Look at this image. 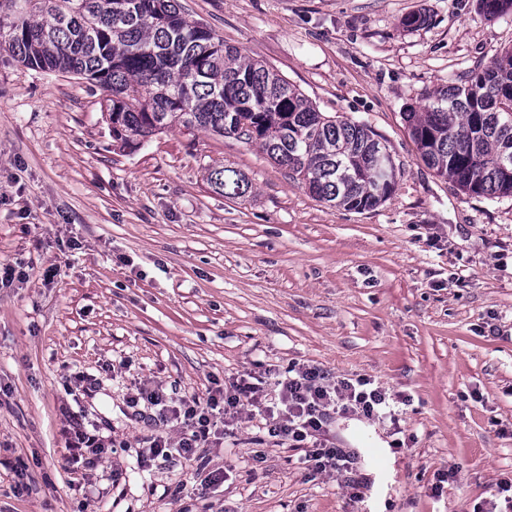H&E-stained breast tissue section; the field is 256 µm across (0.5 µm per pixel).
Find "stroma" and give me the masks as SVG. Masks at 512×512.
<instances>
[{"mask_svg":"<svg viewBox=\"0 0 512 512\" xmlns=\"http://www.w3.org/2000/svg\"><path fill=\"white\" fill-rule=\"evenodd\" d=\"M320 111L366 124L402 178L362 213L321 202L258 143L179 127L120 148L106 95L0 49V512H503L512 486V198L462 193L403 114L512 46L478 0H180ZM422 13L416 29L402 20ZM240 171V197L208 173ZM56 275L45 279L47 267ZM372 380L398 418L336 415L355 456L317 474L244 414L196 459L135 385L206 395L248 371ZM115 440L73 464L70 422ZM211 187L228 197L243 196L249 188L246 178L236 169L221 167L209 172Z\"/></svg>","mask_w":512,"mask_h":512,"instance_id":"obj_1","label":"stroma"}]
</instances>
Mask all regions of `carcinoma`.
Returning <instances> with one entry per match:
<instances>
[{"label": "carcinoma", "instance_id": "cac0c4a2", "mask_svg": "<svg viewBox=\"0 0 512 512\" xmlns=\"http://www.w3.org/2000/svg\"><path fill=\"white\" fill-rule=\"evenodd\" d=\"M479 5L490 18L512 11V0ZM2 46L34 71L81 76L111 95L107 120L127 146L175 126L255 141L313 196L357 212L389 200L400 181L368 126L319 111L277 71L189 20L178 0H8ZM404 118L438 176L470 197H512V48ZM208 180L228 197L249 188L227 167Z\"/></svg>", "mask_w": 512, "mask_h": 512}]
</instances>
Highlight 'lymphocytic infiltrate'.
Returning a JSON list of instances; mask_svg holds the SVG:
<instances>
[{
  "label": "lymphocytic infiltrate",
  "mask_w": 512,
  "mask_h": 512,
  "mask_svg": "<svg viewBox=\"0 0 512 512\" xmlns=\"http://www.w3.org/2000/svg\"><path fill=\"white\" fill-rule=\"evenodd\" d=\"M273 376V385L278 390L274 402L268 399L263 382H252L247 373L204 397L185 393L171 398L162 388L140 386L129 397L131 406L157 408L164 421L180 429L178 440L153 438L147 459L198 456L217 433L219 414L234 418L250 407L265 416L269 436L303 449V461L313 471L332 472L349 467L350 454L326 438L327 425L338 411L357 412L370 418L380 416L387 407L385 391L371 387L366 379L353 383L336 380L319 368L305 365L274 371Z\"/></svg>",
  "instance_id": "obj_1"
}]
</instances>
